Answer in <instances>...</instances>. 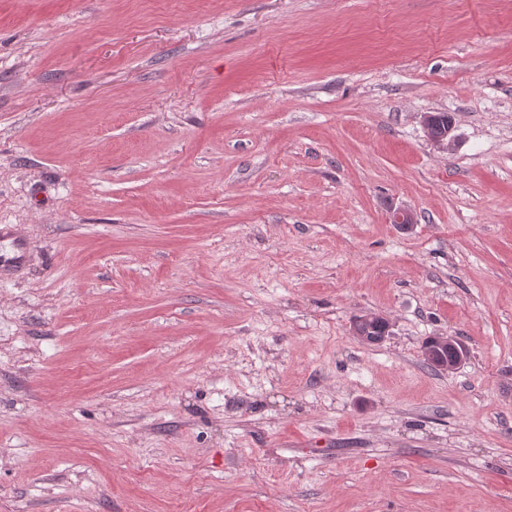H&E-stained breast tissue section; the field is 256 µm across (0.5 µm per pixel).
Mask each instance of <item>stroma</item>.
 Instances as JSON below:
<instances>
[{
    "mask_svg": "<svg viewBox=\"0 0 512 512\" xmlns=\"http://www.w3.org/2000/svg\"><path fill=\"white\" fill-rule=\"evenodd\" d=\"M1 224L0 512H512V0H0ZM3 226L7 225H0V242L2 243L4 240L11 241L7 250L0 245V274L21 269L29 253L28 240L19 235H12Z\"/></svg>",
    "mask_w": 512,
    "mask_h": 512,
    "instance_id": "1",
    "label": "stroma"
}]
</instances>
